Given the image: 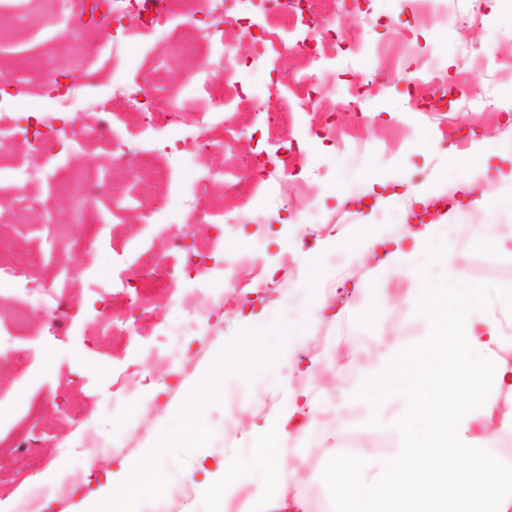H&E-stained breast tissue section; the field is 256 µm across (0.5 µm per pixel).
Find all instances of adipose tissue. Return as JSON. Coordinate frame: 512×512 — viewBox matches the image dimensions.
<instances>
[{
  "mask_svg": "<svg viewBox=\"0 0 512 512\" xmlns=\"http://www.w3.org/2000/svg\"><path fill=\"white\" fill-rule=\"evenodd\" d=\"M460 298L428 287L417 302L436 324V332L416 349L396 353L371 387L384 390L401 375L418 406L416 417L428 430L425 443L413 438L408 420L398 424L400 456L380 457L376 466L345 455L337 443L346 432L337 425L330 436L323 479L333 492L332 512H512V493L505 492V465L495 451L497 430L512 428V404L499 393L512 394V363L499 357L504 342L503 313L486 289L470 285ZM484 420L487 430L471 436L469 424ZM284 426L266 423L264 446L254 450L250 470L267 495L257 512H297L299 499L283 492L287 475L273 450ZM155 489L149 457L124 462L112 476L111 495L99 498L85 512H138Z\"/></svg>",
  "mask_w": 512,
  "mask_h": 512,
  "instance_id": "adipose-tissue-1",
  "label": "adipose tissue"
}]
</instances>
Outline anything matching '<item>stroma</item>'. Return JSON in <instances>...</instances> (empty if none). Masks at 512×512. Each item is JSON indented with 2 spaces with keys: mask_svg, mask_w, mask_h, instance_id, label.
Listing matches in <instances>:
<instances>
[{
  "mask_svg": "<svg viewBox=\"0 0 512 512\" xmlns=\"http://www.w3.org/2000/svg\"><path fill=\"white\" fill-rule=\"evenodd\" d=\"M447 23L412 0H341L317 8L310 26L328 24L335 47L303 54L279 49L263 33L259 0H201L195 15L169 16L158 32L124 17L81 16L80 39L62 34L51 0H0V59H34L80 78L87 46L97 72L81 98L60 112L47 79L29 80L0 111L31 125L61 116L84 130L53 140L42 156L48 175L29 180L30 207L14 197L27 154L14 142L0 151V507L17 512L41 487L66 486L46 512H81L124 460L153 454L164 481L144 512H209L202 456L248 463L256 430L287 417L289 388L318 403L317 439L286 435L287 496L321 512L331 495L322 474L326 434L342 410L361 408L349 426L366 439L398 441L395 424L412 405L400 381L384 394L368 376L392 353L433 331L411 298L419 288L481 285L501 310L512 309V0H440ZM484 11L488 24L469 19ZM219 35L202 41L206 27ZM431 53L437 73L423 60ZM308 73L332 101L358 99L361 116L307 105L295 76ZM234 76L239 91L215 99L210 84ZM416 86H409L408 78ZM175 97L181 124L149 129L126 110L143 83ZM290 113L269 136L258 113ZM333 122L336 137L318 129ZM220 146L204 157L190 148L200 128ZM294 145L285 156V145ZM148 157L126 176L118 157ZM267 157L251 172L261 188L243 200L231 186L241 162ZM291 174H283V165ZM82 176L91 194L78 204ZM388 188L370 200L372 183ZM485 194L482 207H459L463 183ZM200 197L211 214L193 211ZM53 216L44 219L40 201ZM431 211L424 237L406 227ZM70 227L68 244H51V224ZM492 224L489 242L440 233L447 224ZM185 236L175 250L170 229ZM399 241L400 255L380 263L369 241ZM164 261L163 275L182 280L172 304L138 297L113 335L109 299L140 271ZM353 288L351 302L333 288ZM25 306L16 321L12 310ZM303 363L291 366L288 348ZM224 359L235 405L217 400L184 436L175 412L186 391Z\"/></svg>",
  "mask_w": 512,
  "mask_h": 512,
  "instance_id": "35a3bbf8",
  "label": "stroma"
}]
</instances>
